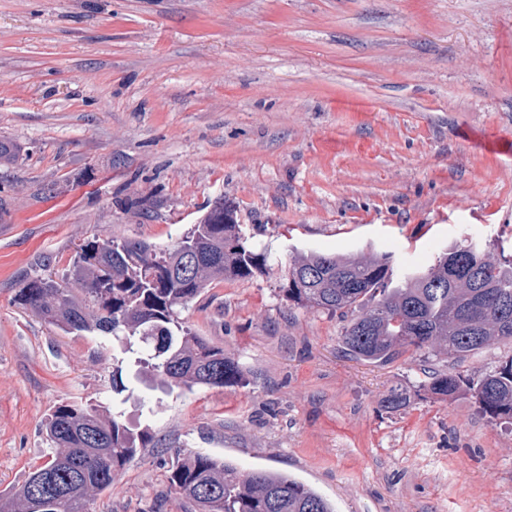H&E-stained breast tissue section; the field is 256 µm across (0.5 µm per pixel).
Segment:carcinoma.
<instances>
[{"label":"carcinoma","instance_id":"obj_1","mask_svg":"<svg viewBox=\"0 0 512 512\" xmlns=\"http://www.w3.org/2000/svg\"><path fill=\"white\" fill-rule=\"evenodd\" d=\"M269 253L246 245L235 206L217 202L172 245L108 237L79 245L69 274L35 276L16 303L66 333H102L124 343L146 378L173 391L239 383L242 370L224 348L196 335L180 312L214 281L250 279L268 269ZM283 297L297 307L352 318L341 334L357 360L387 364L415 351L463 360L495 343H512V255L493 258L459 244L424 271L394 282L389 257L299 252ZM425 388L443 397L469 394L494 419H512V356L476 380L434 372ZM394 387L385 408L407 403ZM47 462L0 496V512H90L152 436L107 407L62 404L48 416ZM169 481L195 512H336L318 492L273 470L177 450Z\"/></svg>","mask_w":512,"mask_h":512}]
</instances>
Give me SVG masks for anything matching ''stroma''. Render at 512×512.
Masks as SVG:
<instances>
[{"label":"stroma","instance_id":"35a3bbf8","mask_svg":"<svg viewBox=\"0 0 512 512\" xmlns=\"http://www.w3.org/2000/svg\"><path fill=\"white\" fill-rule=\"evenodd\" d=\"M1 140L0 494L74 403L153 436L94 512H194L168 481L180 447L289 474L336 512H512V424L423 386L512 346L355 360L346 318L289 305L280 271L304 251L388 253L400 273L465 239L512 250V0H0ZM220 199L276 264L181 317L242 384L162 392L111 337L15 303L78 245L166 246ZM397 385L409 404L383 409Z\"/></svg>","mask_w":512,"mask_h":512}]
</instances>
